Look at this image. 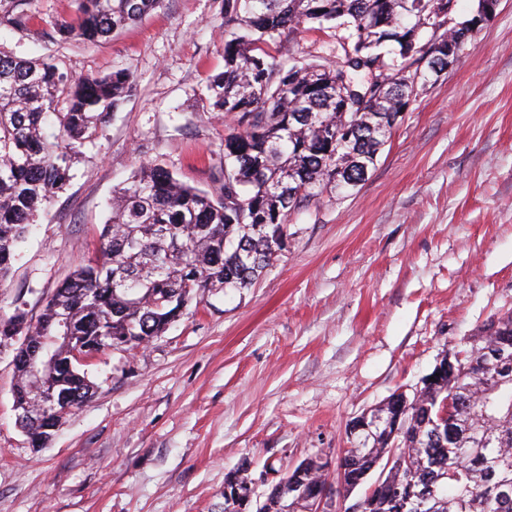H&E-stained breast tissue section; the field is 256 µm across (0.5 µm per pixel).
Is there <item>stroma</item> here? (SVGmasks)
<instances>
[{
    "mask_svg": "<svg viewBox=\"0 0 512 512\" xmlns=\"http://www.w3.org/2000/svg\"><path fill=\"white\" fill-rule=\"evenodd\" d=\"M25 26L0 50L48 57L69 78L125 71L134 89L86 142L0 285V318L37 321L98 246L113 188L160 164L214 191L223 113L221 0H165L95 44L51 42L75 0H0ZM512 310V0L413 102L367 181L293 215L253 287L194 298L160 337L85 370L96 392L43 448L13 411V348L0 349V512H224V481L336 458L348 426L413 394L443 355Z\"/></svg>",
    "mask_w": 512,
    "mask_h": 512,
    "instance_id": "obj_1",
    "label": "stroma"
}]
</instances>
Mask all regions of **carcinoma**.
Masks as SVG:
<instances>
[{"label":"carcinoma","instance_id":"1","mask_svg":"<svg viewBox=\"0 0 512 512\" xmlns=\"http://www.w3.org/2000/svg\"><path fill=\"white\" fill-rule=\"evenodd\" d=\"M164 0H77L54 41L100 39L140 22ZM436 0H224V71L206 82L211 107L224 113V169L216 192L191 186L143 163L112 191L98 255L79 264L32 323L16 313L0 336L16 331L42 346L40 375L24 351L14 355L13 399L30 403L46 383L68 392V409L30 426L41 448L94 392L72 355L76 344L111 336L151 340L177 309L199 294L249 288L284 247L289 218L319 206L324 192L354 190L394 130L390 113L408 107L448 68L421 66L423 34ZM336 36L334 59L298 51L297 34ZM128 74L72 80L45 60L0 51V285L39 208L65 186L72 159L128 96ZM353 119L351 138L342 117ZM58 129L49 137L48 120ZM67 322L59 331L60 322ZM412 400L395 397L372 411V445L339 458L343 478L359 479L390 453L398 462L360 499L362 512H512V311L490 321ZM460 397L456 422L438 429L441 401ZM400 420L398 445L381 424ZM290 477L303 491L319 483L317 459Z\"/></svg>","mask_w":512,"mask_h":512}]
</instances>
